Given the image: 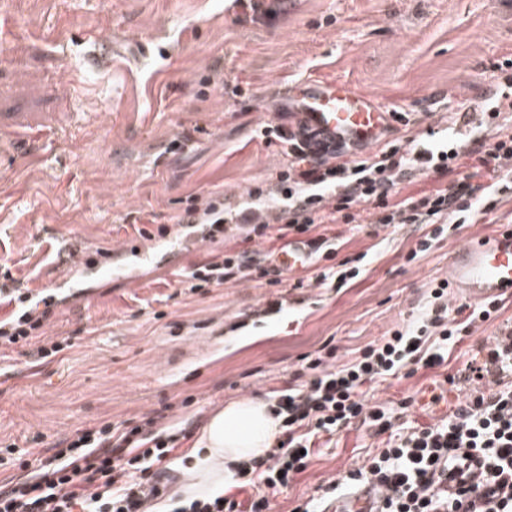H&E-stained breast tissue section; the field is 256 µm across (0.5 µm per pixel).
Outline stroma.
<instances>
[{
    "label": "stroma",
    "mask_w": 512,
    "mask_h": 512,
    "mask_svg": "<svg viewBox=\"0 0 512 512\" xmlns=\"http://www.w3.org/2000/svg\"><path fill=\"white\" fill-rule=\"evenodd\" d=\"M505 56L512 0H264L259 13L237 0H16L0 16V264L38 292L74 288L45 329L64 351L39 359L37 338L0 347V446L15 449L0 480L26 477L28 463L77 430L157 416L188 432L167 486L175 494L226 403L286 387L302 357L332 348L349 362L416 317L448 278L453 249L493 224L461 225L421 254L425 225L370 235L339 224L333 260L282 272L277 285L230 281L192 294L179 282L209 254L276 244L206 240L173 218L194 194L220 193L232 210L253 190L280 194L284 146L260 130L284 120L290 85L348 80L409 113L382 136L406 143L481 105ZM347 259L360 271L349 287L293 289L296 276ZM280 296L285 310L265 314ZM433 377L421 370L365 387V397L394 409L416 395L409 415L426 423L457 399ZM380 446L363 426L321 438L269 512H292Z\"/></svg>",
    "instance_id": "1"
}]
</instances>
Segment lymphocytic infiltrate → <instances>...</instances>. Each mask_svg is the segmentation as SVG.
Listing matches in <instances>:
<instances>
[{
    "instance_id": "f902f5d3",
    "label": "lymphocytic infiltrate",
    "mask_w": 512,
    "mask_h": 512,
    "mask_svg": "<svg viewBox=\"0 0 512 512\" xmlns=\"http://www.w3.org/2000/svg\"><path fill=\"white\" fill-rule=\"evenodd\" d=\"M495 118L483 113L476 133L446 147L432 138L424 147L389 145L361 159L353 156L355 143L329 144L302 127L288 132L270 125L263 138L286 144L288 157L278 177L288 188L273 211L248 206L228 212L219 198L194 195L177 221L201 225L210 240L229 222L248 238L287 247L300 236L316 262L336 253V239L323 226L361 230L362 207L369 204L376 227L429 225L417 242L423 253L443 239L447 225L481 223L512 197V130L498 128ZM412 171L433 173L447 184L395 200ZM273 261L270 254L213 253L195 264L183 285L193 293L249 281L267 274ZM449 286L448 280L437 282L416 320L390 330L352 361L336 364L330 350L303 364L305 381L271 391L280 434L265 456L240 463L232 487L179 498L168 512H266L269 495L306 470L320 435L360 423L387 435L384 448L293 512H324L330 499L369 484L382 495L378 512H512V323L500 322L498 298L451 307ZM2 304L11 308L0 319V345L7 346L40 336L57 306L53 297H40L16 280L0 284ZM495 320L496 334L479 344L464 372L446 377L451 386L470 385L447 418L401 433L389 409L363 398L364 385L443 367L449 346ZM154 424L151 418L142 427L106 422L60 440L38 474L0 484V512H151L165 495L175 450L174 435L154 432Z\"/></svg>"
}]
</instances>
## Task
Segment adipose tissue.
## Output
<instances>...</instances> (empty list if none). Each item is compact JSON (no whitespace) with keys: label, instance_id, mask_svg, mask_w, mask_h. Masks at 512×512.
Listing matches in <instances>:
<instances>
[{"label":"adipose tissue","instance_id":"obj_1","mask_svg":"<svg viewBox=\"0 0 512 512\" xmlns=\"http://www.w3.org/2000/svg\"><path fill=\"white\" fill-rule=\"evenodd\" d=\"M278 427L266 402L244 398L225 405L209 418L192 450L191 489L197 492L231 478L233 465L272 447Z\"/></svg>","mask_w":512,"mask_h":512}]
</instances>
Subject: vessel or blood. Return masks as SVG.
I'll use <instances>...</instances> for the list:
<instances>
[{"label": "vessel or blood", "mask_w": 512, "mask_h": 512, "mask_svg": "<svg viewBox=\"0 0 512 512\" xmlns=\"http://www.w3.org/2000/svg\"><path fill=\"white\" fill-rule=\"evenodd\" d=\"M284 110L298 113L319 139L376 144L391 115L342 80L301 84L287 95ZM450 278L470 299L512 298V226L504 225L455 251ZM373 498L362 493L339 498L329 512H370Z\"/></svg>", "instance_id": "1"}]
</instances>
